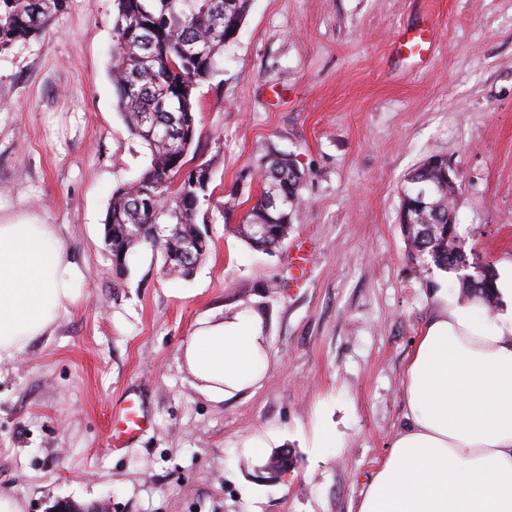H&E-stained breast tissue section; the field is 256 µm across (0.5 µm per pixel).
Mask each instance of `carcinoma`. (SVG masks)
<instances>
[{"label":"carcinoma","mask_w":512,"mask_h":512,"mask_svg":"<svg viewBox=\"0 0 512 512\" xmlns=\"http://www.w3.org/2000/svg\"><path fill=\"white\" fill-rule=\"evenodd\" d=\"M250 0H114L112 85L117 108L130 133L146 148L148 163L133 181L112 192L105 223L112 225V254L128 270V257L147 245L163 267L186 277L206 256L209 242L196 243L198 218L208 194L193 182L196 170L182 172L196 143L195 91L218 70L224 46L234 42ZM68 0H0V53L40 36ZM152 135L145 134V131ZM434 168L428 177L414 169L399 210L415 255L428 267L458 274L461 288L488 310L498 304L496 271L489 267L469 281L459 273L458 244L448 240L453 186ZM263 192L241 217L240 234L251 248L272 253L292 230L301 181L286 155L270 153L262 171Z\"/></svg>","instance_id":"carcinoma-1"}]
</instances>
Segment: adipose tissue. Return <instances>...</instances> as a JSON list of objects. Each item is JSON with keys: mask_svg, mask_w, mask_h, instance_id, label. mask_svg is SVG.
Returning a JSON list of instances; mask_svg holds the SVG:
<instances>
[{"mask_svg": "<svg viewBox=\"0 0 512 512\" xmlns=\"http://www.w3.org/2000/svg\"><path fill=\"white\" fill-rule=\"evenodd\" d=\"M498 309L438 296L405 368L406 424L355 512H512V260L497 268ZM78 271L51 225L0 224V363L50 339L74 306ZM263 319L207 318L184 347L216 398L265 375Z\"/></svg>", "mask_w": 512, "mask_h": 512, "instance_id": "adipose-tissue-1", "label": "adipose tissue"}]
</instances>
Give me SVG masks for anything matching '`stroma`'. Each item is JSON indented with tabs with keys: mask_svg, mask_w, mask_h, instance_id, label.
<instances>
[{
	"mask_svg": "<svg viewBox=\"0 0 512 512\" xmlns=\"http://www.w3.org/2000/svg\"><path fill=\"white\" fill-rule=\"evenodd\" d=\"M113 18V0H70L0 53V224L53 225L80 271L51 339L0 364V493L25 512H350L406 423L404 370L437 294L466 297L410 249L408 173L447 158L466 253L512 259V0H251L196 93L209 251L186 279L144 246L118 275L105 243L113 189L146 164L116 107ZM425 19L437 40L412 66L395 36ZM273 150L304 178L268 255L238 222ZM302 240L312 266L295 288ZM242 309L263 317L269 369L214 401L184 346L207 316ZM129 393L152 427L114 452L109 414ZM323 428L337 447H322ZM282 448L293 464L269 479Z\"/></svg>",
	"mask_w": 512,
	"mask_h": 512,
	"instance_id": "obj_1",
	"label": "stroma"
}]
</instances>
